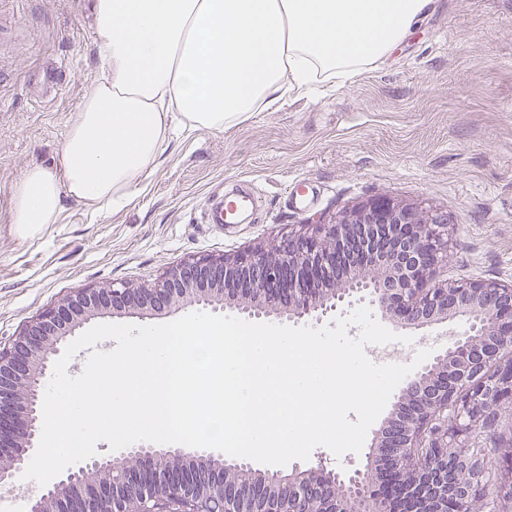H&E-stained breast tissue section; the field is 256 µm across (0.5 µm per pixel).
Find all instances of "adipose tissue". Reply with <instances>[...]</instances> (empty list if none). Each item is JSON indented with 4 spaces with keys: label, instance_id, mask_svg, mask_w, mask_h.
<instances>
[{
    "label": "adipose tissue",
    "instance_id": "ef3b65f1",
    "mask_svg": "<svg viewBox=\"0 0 512 512\" xmlns=\"http://www.w3.org/2000/svg\"><path fill=\"white\" fill-rule=\"evenodd\" d=\"M432 0H92L100 80L52 166L16 183L11 223H57L63 195L128 203L164 159L173 119L221 131L318 81L376 65Z\"/></svg>",
    "mask_w": 512,
    "mask_h": 512
}]
</instances>
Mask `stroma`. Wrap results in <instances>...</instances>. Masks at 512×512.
<instances>
[{"label": "stroma", "mask_w": 512, "mask_h": 512, "mask_svg": "<svg viewBox=\"0 0 512 512\" xmlns=\"http://www.w3.org/2000/svg\"><path fill=\"white\" fill-rule=\"evenodd\" d=\"M100 73L89 0H0L1 348L78 289L150 283L376 198L447 214L449 279L512 282V0H433L399 48L350 80L221 131H176L124 207L95 214L66 196L57 223L21 230L15 184L52 164ZM241 189L257 197L244 223H208L213 198ZM447 328L396 327L413 342L384 355L440 351ZM472 438L496 476L512 471V409Z\"/></svg>", "instance_id": "obj_1"}]
</instances>
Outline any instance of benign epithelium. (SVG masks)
I'll return each instance as SVG.
<instances>
[{"label": "benign epithelium", "instance_id": "obj_1", "mask_svg": "<svg viewBox=\"0 0 512 512\" xmlns=\"http://www.w3.org/2000/svg\"><path fill=\"white\" fill-rule=\"evenodd\" d=\"M450 225L436 210L378 199L331 224H303L274 247L188 259L150 286L114 283L82 288L44 309L0 349V487H14L39 435L44 386L58 345L83 323L104 314L162 311L186 303L248 318L321 320L355 296L392 322L424 329L465 321L448 346L417 370L397 394L393 412L373 439L366 471L347 478L360 512H460L448 496L454 450L461 437L489 428L490 404L512 407V283L492 279H438L447 265ZM454 422L448 424V412ZM144 463L118 471L112 456L84 465L23 504L22 512H341L323 484L338 476L324 463L255 475L252 489L224 477V463L202 466L181 449L139 446ZM179 455L184 468L169 459ZM426 455L434 463L419 465Z\"/></svg>", "mask_w": 512, "mask_h": 512}]
</instances>
